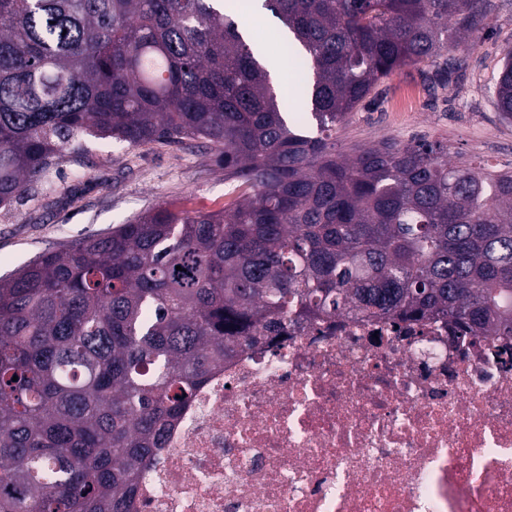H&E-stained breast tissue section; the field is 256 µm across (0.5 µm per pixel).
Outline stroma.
I'll return each mask as SVG.
<instances>
[{
    "instance_id": "35a3bbf8",
    "label": "stroma",
    "mask_w": 512,
    "mask_h": 512,
    "mask_svg": "<svg viewBox=\"0 0 512 512\" xmlns=\"http://www.w3.org/2000/svg\"><path fill=\"white\" fill-rule=\"evenodd\" d=\"M490 29L467 51V65L443 89L433 88L426 66L390 75L349 123L336 132L347 152L385 140L446 145L454 161L512 170V121L501 119L492 95L503 50L512 46V0H492ZM80 162L63 156L49 182L0 208V276L44 250L129 223L161 204L217 211L236 202L246 186L227 183L209 149L84 140Z\"/></svg>"
}]
</instances>
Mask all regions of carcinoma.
Wrapping results in <instances>:
<instances>
[{
  "instance_id": "carcinoma-1",
  "label": "carcinoma",
  "mask_w": 512,
  "mask_h": 512,
  "mask_svg": "<svg viewBox=\"0 0 512 512\" xmlns=\"http://www.w3.org/2000/svg\"><path fill=\"white\" fill-rule=\"evenodd\" d=\"M309 74L292 129L224 0H0V208L85 137L218 152L250 192L168 206L0 278V512H134L209 371L352 310L512 338V171L427 141L336 150L395 70L477 46L488 0H263ZM512 120V48L494 87ZM181 269H176V266ZM18 380H13V377Z\"/></svg>"
}]
</instances>
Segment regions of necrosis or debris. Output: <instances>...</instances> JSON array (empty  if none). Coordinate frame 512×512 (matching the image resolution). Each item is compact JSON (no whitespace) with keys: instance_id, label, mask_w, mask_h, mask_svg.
<instances>
[{"instance_id":"1","label":"necrosis or debris","mask_w":512,"mask_h":512,"mask_svg":"<svg viewBox=\"0 0 512 512\" xmlns=\"http://www.w3.org/2000/svg\"><path fill=\"white\" fill-rule=\"evenodd\" d=\"M135 512H512V345L344 313L225 357Z\"/></svg>"}]
</instances>
